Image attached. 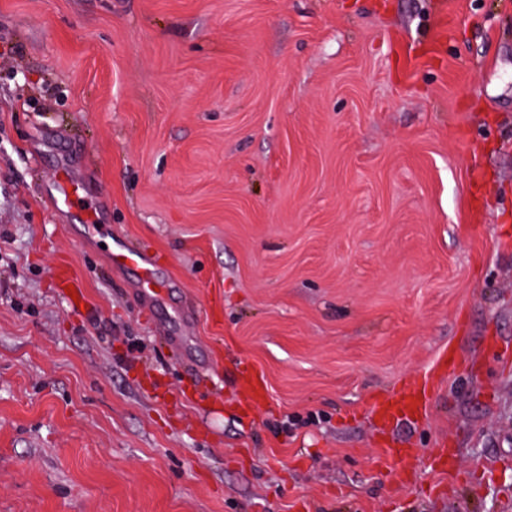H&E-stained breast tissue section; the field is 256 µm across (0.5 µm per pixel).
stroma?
I'll return each mask as SVG.
<instances>
[{"label": "stroma", "mask_w": 512, "mask_h": 512, "mask_svg": "<svg viewBox=\"0 0 512 512\" xmlns=\"http://www.w3.org/2000/svg\"><path fill=\"white\" fill-rule=\"evenodd\" d=\"M0 512H512V0H0ZM110 263L113 267H135L139 271L141 293L146 301H158L164 298L166 285L157 281L154 268L136 252L118 249L109 253ZM125 259V262H121ZM157 287V290H154ZM55 281L58 286V288H61L62 291L66 294L70 302L76 306V303H74V300L71 296H69V291H73L75 294V291H78V299L80 301V304H82L85 300V289L84 285L81 280H79L73 272L66 266H59L56 269L55 272ZM69 285H73L74 290H66V287H69ZM453 350L441 352L429 371L423 375L410 377L404 393L396 399H386L376 404L375 414L382 424H392L400 418L421 416L429 409L434 396L431 379L436 370L448 369V355ZM240 386L247 399L255 400L266 397V386L261 375L253 370H244L240 375Z\"/></svg>", "instance_id": "stroma-1"}]
</instances>
